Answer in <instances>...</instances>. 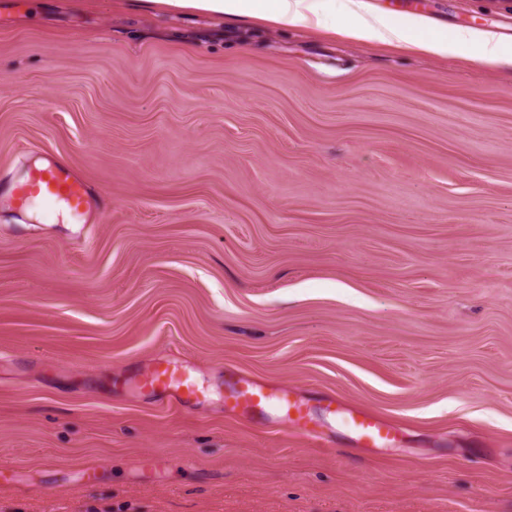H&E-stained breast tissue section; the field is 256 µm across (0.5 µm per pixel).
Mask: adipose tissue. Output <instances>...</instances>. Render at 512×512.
Returning <instances> with one entry per match:
<instances>
[{
	"mask_svg": "<svg viewBox=\"0 0 512 512\" xmlns=\"http://www.w3.org/2000/svg\"><path fill=\"white\" fill-rule=\"evenodd\" d=\"M161 4L184 10L217 15H258L276 24L289 27L305 24L317 14L321 0H160ZM347 34L357 40L382 38L398 46L418 52L452 56L460 48H467L472 60L490 65L511 53L493 34L485 31L461 30L446 34L430 29L425 21L410 20L390 26L384 19L374 21L352 19Z\"/></svg>",
	"mask_w": 512,
	"mask_h": 512,
	"instance_id": "adipose-tissue-1",
	"label": "adipose tissue"
}]
</instances>
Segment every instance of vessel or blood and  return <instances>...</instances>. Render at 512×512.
I'll return each instance as SVG.
<instances>
[{
  "label": "vessel or blood",
  "instance_id": "obj_1",
  "mask_svg": "<svg viewBox=\"0 0 512 512\" xmlns=\"http://www.w3.org/2000/svg\"><path fill=\"white\" fill-rule=\"evenodd\" d=\"M14 198L20 206L34 201L54 208L66 209L71 220L82 217L81 208L88 202L86 183L63 165H49L28 169L25 177L14 188ZM143 387L150 391H163L180 402L197 398L199 389L191 376L177 364L167 363L143 373ZM225 401L232 408L241 410L252 418L267 420L273 417L284 418L303 435H310L309 413L302 404L292 401L287 390L272 389L236 373H229L226 381ZM354 441L360 445L382 446L390 441L391 427L369 415L345 418Z\"/></svg>",
  "mask_w": 512,
  "mask_h": 512
}]
</instances>
